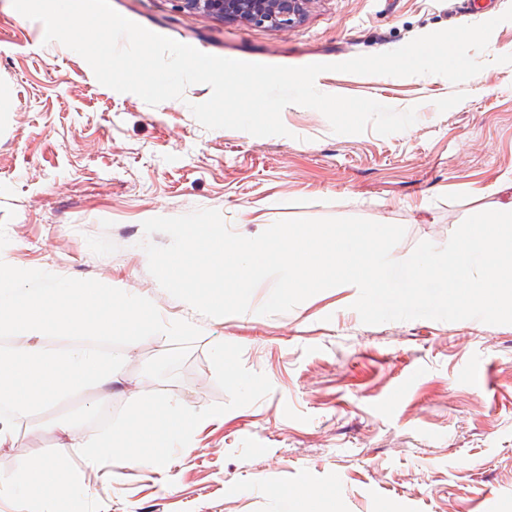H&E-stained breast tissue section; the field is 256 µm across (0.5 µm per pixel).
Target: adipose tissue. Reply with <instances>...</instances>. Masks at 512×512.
<instances>
[{
	"instance_id": "ef3b65f1",
	"label": "adipose tissue",
	"mask_w": 512,
	"mask_h": 512,
	"mask_svg": "<svg viewBox=\"0 0 512 512\" xmlns=\"http://www.w3.org/2000/svg\"><path fill=\"white\" fill-rule=\"evenodd\" d=\"M156 309L142 295L112 284L41 281L22 285L17 272L0 267V333L13 332L25 342L0 350V447L11 445L21 421L49 403L90 394L92 410L106 430L79 435L75 424L50 427L76 440L84 468L59 469V456L36 460L25 477L0 478V497L13 498L21 512H59L62 502H76L85 467L118 455L159 469L174 445L189 447V435L204 418L185 406H172L142 388H131L122 373L124 354L102 351L98 343L122 330L130 336L164 334ZM77 337L76 345L54 349L43 344L48 333ZM125 390L130 411L125 428L109 431L112 391Z\"/></svg>"
}]
</instances>
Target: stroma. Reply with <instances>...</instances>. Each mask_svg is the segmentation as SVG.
Masks as SVG:
<instances>
[{"label":"stroma","mask_w":512,"mask_h":512,"mask_svg":"<svg viewBox=\"0 0 512 512\" xmlns=\"http://www.w3.org/2000/svg\"><path fill=\"white\" fill-rule=\"evenodd\" d=\"M144 28L201 52L253 63H339L431 32L499 18L512 0H309L282 30L192 14L179 0H110ZM40 21L0 0V265L25 280L111 281L147 295L177 324L167 337L119 333L126 377L207 418L161 471L102 459L87 470L82 512H290L274 489L333 494L337 512H482V493L512 512V325L475 319L362 323L355 288H330L272 316L214 321L148 271L143 221L219 210L254 237L290 218L360 217L403 226L391 252L444 246L481 206L476 192L512 174V21L484 69L440 75L325 72L332 95L367 97L416 122L388 136L333 133L325 116L284 108V136L209 130L193 84L156 106L100 84L87 61L45 42ZM224 369L216 371V347ZM103 425L71 397L25 419L0 447V475L27 470L61 443L49 421Z\"/></svg>","instance_id":"obj_1"}]
</instances>
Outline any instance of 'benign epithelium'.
Wrapping results in <instances>:
<instances>
[{
    "mask_svg": "<svg viewBox=\"0 0 512 512\" xmlns=\"http://www.w3.org/2000/svg\"><path fill=\"white\" fill-rule=\"evenodd\" d=\"M190 13H218L255 26L288 29L300 21L308 0H180Z\"/></svg>",
    "mask_w": 512,
    "mask_h": 512,
    "instance_id": "7a95c632",
    "label": "benign epithelium"
}]
</instances>
